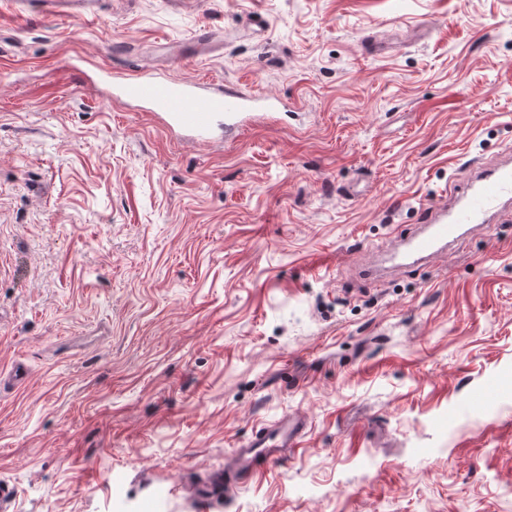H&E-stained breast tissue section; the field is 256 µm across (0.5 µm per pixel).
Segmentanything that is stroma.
Instances as JSON below:
<instances>
[{
  "label": "stroma",
  "mask_w": 512,
  "mask_h": 512,
  "mask_svg": "<svg viewBox=\"0 0 512 512\" xmlns=\"http://www.w3.org/2000/svg\"><path fill=\"white\" fill-rule=\"evenodd\" d=\"M96 9L0 0L9 512H512V220L390 259L427 203L512 153V0ZM203 26L223 48L178 58ZM73 58L243 80L288 122L187 142ZM295 413L294 454L200 505ZM39 5L52 14L69 16L78 14L83 18H96L94 1L92 0H35Z\"/></svg>",
  "instance_id": "35a3bbf8"
}]
</instances>
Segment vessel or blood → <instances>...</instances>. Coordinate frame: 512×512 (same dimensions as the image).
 <instances>
[{"label": "vessel or blood", "instance_id": "b4317fda", "mask_svg": "<svg viewBox=\"0 0 512 512\" xmlns=\"http://www.w3.org/2000/svg\"><path fill=\"white\" fill-rule=\"evenodd\" d=\"M52 14L84 18L94 16L93 0H39ZM224 44L220 32L202 28L184 42L187 60L204 58ZM96 78L111 87L113 97L146 107L171 130L182 136L207 141L219 128L243 129L254 113L277 110L275 99L243 90L235 83L208 78L179 80L146 67L126 71L98 69ZM451 202L428 207L422 224L394 252L396 259L414 263L426 260L464 237L470 229L487 223L512 200V165H494L478 173L469 188L451 189ZM306 432V422L288 416L256 430L240 448L234 449L224 472L216 481L229 491L254 475L266 471L286 449L296 447Z\"/></svg>", "mask_w": 512, "mask_h": 512}]
</instances>
